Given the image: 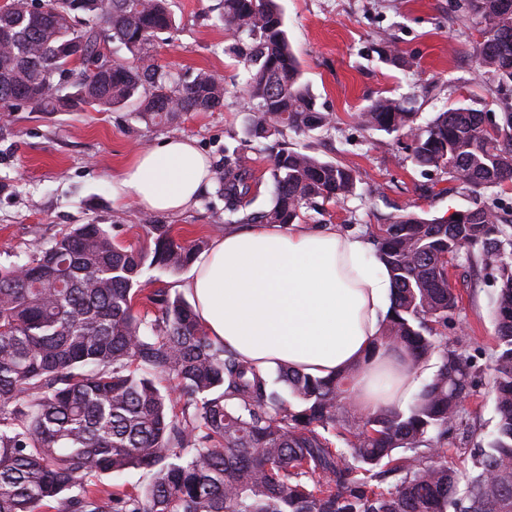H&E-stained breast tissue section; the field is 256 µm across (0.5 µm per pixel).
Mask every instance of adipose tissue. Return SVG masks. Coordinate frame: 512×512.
I'll use <instances>...</instances> for the list:
<instances>
[{
    "instance_id": "obj_1",
    "label": "adipose tissue",
    "mask_w": 512,
    "mask_h": 512,
    "mask_svg": "<svg viewBox=\"0 0 512 512\" xmlns=\"http://www.w3.org/2000/svg\"><path fill=\"white\" fill-rule=\"evenodd\" d=\"M210 178L193 143L172 137L119 173L112 194L170 213L193 203ZM181 288L211 338L260 371L350 372L361 411L407 410L428 378V368L377 345L393 284L369 243L337 225L227 230L194 261Z\"/></svg>"
}]
</instances>
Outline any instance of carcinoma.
<instances>
[{
  "mask_svg": "<svg viewBox=\"0 0 512 512\" xmlns=\"http://www.w3.org/2000/svg\"><path fill=\"white\" fill-rule=\"evenodd\" d=\"M221 8L226 28L251 40L250 140L332 129L277 0H221ZM463 10L481 34L474 71L512 87V0H465ZM175 26L169 0H43L35 10L9 2L0 7V105L109 112L132 104L146 124L213 112L224 104L221 80L201 70L186 78L153 58L154 42ZM106 44L135 65L114 60ZM486 120L457 107L416 128L414 113L390 96L358 113L366 127L411 136L414 164L447 174L463 192L512 184V104L501 102L492 129ZM273 178L269 208L232 219L252 175L244 155L225 151L224 223L295 224L302 208L338 203L357 181L352 169L287 145ZM146 222L150 251L80 224L35 243L28 261L0 266V512H512V224L492 207L448 221L405 212L369 230L393 282L379 344L418 366L445 350L406 412L357 410L346 373L260 372L214 342L193 305L164 288L145 296L151 313L135 311L144 267L177 272L204 246ZM474 248L500 280L498 423L487 447L461 452L460 468L444 457L472 371L442 329L458 303L448 268ZM131 469L148 471L147 485L99 489L101 477Z\"/></svg>",
  "mask_w": 512,
  "mask_h": 512,
  "instance_id": "obj_1",
  "label": "carcinoma"
}]
</instances>
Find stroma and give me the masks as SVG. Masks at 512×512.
<instances>
[{"label": "stroma", "instance_id": "35a3bbf8", "mask_svg": "<svg viewBox=\"0 0 512 512\" xmlns=\"http://www.w3.org/2000/svg\"><path fill=\"white\" fill-rule=\"evenodd\" d=\"M289 40L321 111L335 131L289 134L292 147L355 171L353 196L316 210L303 223L334 224L352 234L403 211L448 218L479 202H497L512 216V191H453L445 174L414 165L409 137L360 125L356 116L381 96L403 99L426 125L447 108L496 111L492 83L472 69L480 34L467 27L463 0H278ZM219 0H171L176 28L157 42L154 56L175 72L205 70L224 82V105L190 112L175 123L148 125L130 109L97 112H29L0 117V265L22 261L35 242H47L78 224H102L122 246L151 244L145 211L132 200L115 201L113 177L138 153L163 139L185 137L209 160L213 178L196 203L175 214H155L184 241L212 242L224 233V198L217 179L224 151L245 146L252 173L251 210L271 202L274 154L269 141L247 143L251 113L244 110L248 42L218 19ZM398 60H385V48ZM458 306L448 317V346L473 365V388L461 418L448 431L449 448L487 446L497 421L492 401L491 354L496 346L493 308L499 290L494 270L477 260L450 268Z\"/></svg>", "mask_w": 512, "mask_h": 512}]
</instances>
